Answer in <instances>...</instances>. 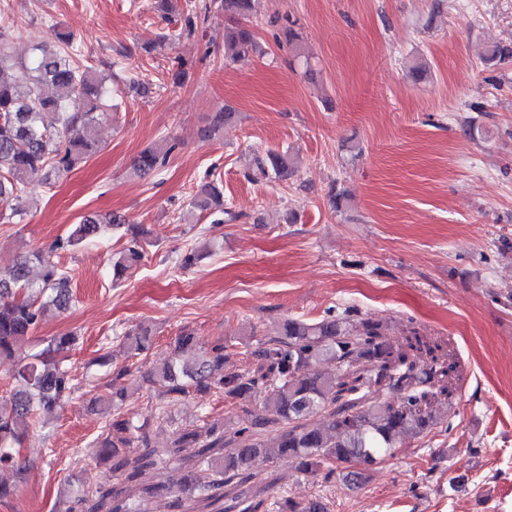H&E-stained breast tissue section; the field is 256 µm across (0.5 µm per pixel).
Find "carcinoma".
<instances>
[{
    "mask_svg": "<svg viewBox=\"0 0 512 512\" xmlns=\"http://www.w3.org/2000/svg\"><path fill=\"white\" fill-rule=\"evenodd\" d=\"M253 10L254 0H203L187 10L177 39L196 35L209 18L222 15L228 20L224 57L241 59L258 49L255 31L240 23ZM511 60L512 43L492 42L484 48L483 62L490 68ZM110 97L112 87L106 78L70 60L66 52L36 46L27 61L15 60L6 32L0 31V202L10 205L12 214L21 215L30 208L25 197L29 180L38 178L52 185L98 151L99 111ZM76 99L82 101V111H67L69 102ZM236 115L234 108L224 106L201 129V137L214 138ZM173 149L175 143L163 139L138 155L131 173L143 176L157 170ZM295 169L293 153L270 151L255 157L250 177L284 180ZM190 207L203 213L224 208V201L214 184L205 183ZM124 224L125 220L110 214L84 215L48 248H39L0 272V358H17L11 403L0 406V472L20 470L19 451L29 427L77 389L71 368L60 358L76 343L74 335L50 339L31 359L17 356L49 308L66 311L72 305L71 277L60 268L55 254L101 240ZM144 241L143 232H133L131 245L113 264L114 277L122 278L142 259ZM119 345L127 355L147 350L149 331H129L120 337ZM252 354L259 358L256 367L226 372L229 352L224 338L203 347L194 333L184 330L171 341L167 357L149 370L161 400L191 390L222 392L232 401L263 396L264 415L242 423L229 439L224 424L216 422L203 432L185 430L172 441L169 453L192 448L193 467L211 472V479L203 482L191 470L169 487L178 501L189 495L204 504L202 512H265L259 495L240 491L252 479L250 466L259 456L292 457L306 473L324 464L350 463L355 470L346 478L356 481L391 455L403 436L423 434L437 424L433 402L445 372L433 368L417 372L406 363V354L384 338L382 324L352 307L316 322L288 319ZM317 362H329L333 369L314 371L312 365ZM364 362L373 369H359ZM129 374L127 366L115 369L107 394L98 397L103 413H112V421L96 448L99 458L112 462L113 470L128 471V481L158 464L153 448H143L132 460L123 452L135 432V425L122 413L125 392L120 381ZM381 390L397 393V405L372 397ZM316 415L323 417L324 425L310 423ZM277 425L281 431L275 438H256V430ZM88 512L145 510L128 506L119 499V491L110 487L101 491ZM280 512H324V507L290 498Z\"/></svg>",
    "mask_w": 512,
    "mask_h": 512,
    "instance_id": "carcinoma-1",
    "label": "carcinoma"
}]
</instances>
